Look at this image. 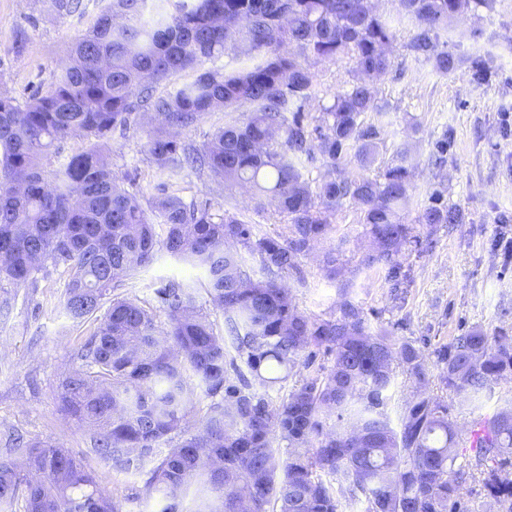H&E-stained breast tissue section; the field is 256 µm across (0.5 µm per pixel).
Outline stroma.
<instances>
[{
	"label": "stroma",
	"mask_w": 512,
	"mask_h": 512,
	"mask_svg": "<svg viewBox=\"0 0 512 512\" xmlns=\"http://www.w3.org/2000/svg\"><path fill=\"white\" fill-rule=\"evenodd\" d=\"M101 8V0H81L80 10L60 14L52 0H0V92L22 103L33 89L47 87ZM413 34L412 26L397 25L390 47L393 67L375 84L377 101L388 111L377 167L362 168L349 155L340 170L348 177L376 175L378 166L390 163L397 149L409 144L416 157L415 207L427 205L430 193L439 188L445 201L463 210V223L439 225L430 247L406 255L402 270L408 278L396 289L386 270L362 269L368 242L361 209L347 203L332 217L330 237L301 258L299 274H283L279 280L307 314L335 318L347 297L371 327L386 329L430 355L475 326L512 336V0L464 12L444 36L450 52L491 57V72L482 83H472L468 68L448 76L437 72L432 61L414 59L409 49ZM310 68L316 80L305 113L314 117L337 90L348 86L352 65L344 57L314 60ZM443 139L448 153L439 166L435 144ZM145 143L146 135L136 125L114 132L111 140L114 172L147 204L159 189ZM176 189L186 199L219 203L242 214L257 235L288 236L286 216L260 204L254 191L218 184L209 172L184 171ZM340 237L346 245L339 272L331 278L323 256ZM171 278L189 283L197 306L207 308L203 272L163 251L122 291L156 309V291ZM64 279L63 271L54 269L37 287L18 288L0 276V459H20L9 442L13 433L63 445L78 456L91 446L90 431L59 410L62 382L79 366L78 346L94 327L64 310ZM345 287L350 290L346 296L341 293ZM428 368L429 392L445 401L459 429L470 428L473 420L491 415L512 398V379L501 380L481 408H471L444 387L436 362ZM90 465L104 477L108 493L124 499L125 512H154V500L141 493L146 473L118 471L98 459Z\"/></svg>",
	"instance_id": "stroma-1"
}]
</instances>
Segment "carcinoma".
Listing matches in <instances>:
<instances>
[{
	"instance_id": "cac0c4a2",
	"label": "carcinoma",
	"mask_w": 512,
	"mask_h": 512,
	"mask_svg": "<svg viewBox=\"0 0 512 512\" xmlns=\"http://www.w3.org/2000/svg\"><path fill=\"white\" fill-rule=\"evenodd\" d=\"M150 0H106L72 45L50 85L25 103L0 93V275L35 288L47 264L65 266L63 305L76 320L94 319L79 347L80 366L62 383L60 410L92 431L78 458L60 444L13 436L23 461H0V505L24 512H123L86 459L147 468L142 493L157 512L181 509L194 484L205 491L191 512H466L459 498L475 453L498 512H512V402L467 432L448 406L426 392L427 357L412 343L374 330L344 299L335 319L300 311L276 276L299 272V260L332 230L329 218L347 202L361 207L372 249L366 269L398 278L401 259L440 224H460L456 205L433 191L407 221L413 164L400 151L375 177L337 173L349 151L363 167L377 161L385 116L372 82L392 67L395 24L417 31L409 47L451 75L470 63L481 82L490 61L468 60L437 46L463 10L492 0H399L397 17L372 0H170L171 12L144 18ZM248 53L229 72L205 67L229 47ZM346 57L353 79L320 109L316 125L304 107L315 82L309 59ZM190 79L159 95L156 86ZM247 104L250 110L238 112ZM224 112V126L200 148L179 132L204 115ZM145 128L158 176L175 182L189 165L219 181L248 186L288 217V237L252 239L249 222L209 202L164 191L145 209L112 171V132ZM84 145L48 171L57 145ZM319 153L329 166L314 182L303 161ZM164 225V236L156 232ZM258 253L270 279L253 280L237 246ZM202 269L224 331L197 311L191 287L172 279L157 290L166 315L129 296L111 295L153 260L156 248ZM332 364L300 378L315 351ZM441 381L463 401L482 403L491 384L512 377V338L473 327L436 351ZM417 390L397 419L390 401L396 370ZM295 384L280 401L270 390ZM213 398L200 427L193 381ZM179 442H160L171 434Z\"/></svg>"
}]
</instances>
